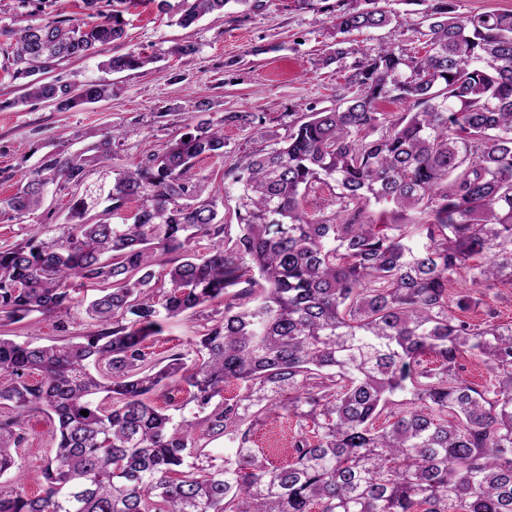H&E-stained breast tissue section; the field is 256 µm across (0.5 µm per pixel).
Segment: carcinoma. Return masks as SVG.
I'll use <instances>...</instances> for the list:
<instances>
[{
	"label": "carcinoma",
	"instance_id": "obj_1",
	"mask_svg": "<svg viewBox=\"0 0 512 512\" xmlns=\"http://www.w3.org/2000/svg\"><path fill=\"white\" fill-rule=\"evenodd\" d=\"M101 2L83 0L89 22L16 33L11 78L23 95L7 106L110 98L105 83L43 77L123 39L120 12ZM232 2L250 0H160L184 28ZM391 2L334 15L336 32L400 26ZM420 2L423 56L396 44L365 57L346 78L351 96L225 169L236 234L193 174L200 158L224 157L235 112L85 190L58 235L0 250L3 327L38 314L62 331L71 283L104 285L79 342L0 336V404L15 411L0 419V512H512V324L465 318L494 285H512V11ZM149 63L131 51L103 66ZM387 100L410 111L383 112ZM114 138L46 156L0 215L36 211L50 185H82ZM330 182L334 208L308 214L305 195ZM132 199L137 211L122 216ZM103 202L121 222L88 217ZM409 211L416 220H396ZM173 252L185 257L160 285L156 254ZM459 277L469 287L451 300ZM214 304L224 311L203 325L193 359L175 351L147 365L144 343L165 320ZM468 355L491 383L462 376ZM230 386L239 393L224 395ZM168 387L187 393L178 411L190 416L176 422L153 403ZM35 411L58 426L31 496L19 448ZM271 414L300 421L286 464L250 446ZM221 436L234 447L218 459L206 446Z\"/></svg>",
	"mask_w": 512,
	"mask_h": 512
}]
</instances>
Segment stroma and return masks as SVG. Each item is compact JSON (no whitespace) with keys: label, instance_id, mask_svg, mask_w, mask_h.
Masks as SVG:
<instances>
[{"label":"stroma","instance_id":"35a3bbf8","mask_svg":"<svg viewBox=\"0 0 512 512\" xmlns=\"http://www.w3.org/2000/svg\"><path fill=\"white\" fill-rule=\"evenodd\" d=\"M364 0H258L242 10L232 5L223 17L207 16L183 28L161 12L154 0H137L123 18L127 37L104 52L62 62L52 78L75 86L105 82L112 86L108 100L71 110H58L48 102L14 105L19 85L9 76L15 40L11 31L39 24L54 16L85 20L81 0H43L25 5L21 0H0V199L14 194L23 172L34 168L48 154L87 149L108 130H118L112 156L92 167L88 183L111 180L116 172L134 167L149 151L180 137L188 127L207 119L219 121L224 113L245 114L244 122L224 129L225 155L205 159L197 172L207 177L209 188L225 223H235L236 202L224 195V170L230 161L268 148L270 135H285L289 125L304 115L334 107L347 95V73L325 58L335 47L347 52L348 65L364 55H374L391 41L388 31L342 35L331 18L343 10L364 8ZM188 42L196 51L189 56L173 54L176 44ZM135 51L154 57L145 68L112 73L102 66L107 56ZM211 108L199 112L200 101ZM258 116L262 127L248 123ZM73 190L48 187L40 209L9 220L0 217V248L21 242L32 234L57 235L68 219ZM94 285L76 289L66 332L51 322L36 327L26 323L0 329L16 341L38 344L71 341L89 328L87 303L96 295ZM206 319L205 313L187 312L168 319L162 333L147 341L151 361L169 351L192 352L193 343ZM30 439L20 450L25 489L36 493L40 470L54 446L56 422L34 412L25 419ZM298 430L295 420L268 417L254 428L252 445L258 451L278 447L280 461H287L288 441Z\"/></svg>","mask_w":512,"mask_h":512}]
</instances>
